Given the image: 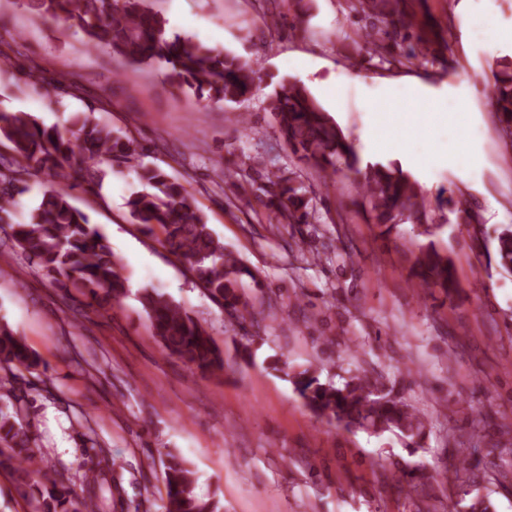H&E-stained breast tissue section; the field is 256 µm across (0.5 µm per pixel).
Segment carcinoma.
Wrapping results in <instances>:
<instances>
[{
    "mask_svg": "<svg viewBox=\"0 0 512 512\" xmlns=\"http://www.w3.org/2000/svg\"><path fill=\"white\" fill-rule=\"evenodd\" d=\"M22 6L53 21L80 30L86 44L122 57L137 69L162 63L171 85L187 87L211 102H236L249 94L259 79L254 63L189 36L169 35L165 19L146 0H21ZM352 10L371 20L364 39L366 53L398 64L424 66L434 56L431 39L414 32L401 0H353ZM490 101L505 136L512 138V62L493 73ZM107 104L74 114L71 128L46 126L28 112L0 110V139L12 146L9 157L0 155V224L10 233L0 247L20 249L65 299H88V306L108 311L127 292L109 241L89 216L74 207L71 190L84 183L102 187L104 165L139 155L135 137L114 129L99 114ZM269 111L277 132L298 162L332 174L345 168L359 175L362 206L377 224L394 227L404 221L421 224L427 201L416 182L401 167L373 163L361 167L354 145L342 134L308 89L283 82L270 96ZM143 190L127 200L133 222L155 236L167 252L186 261L207 296L239 324L253 318L252 306L239 293L241 279L251 271L209 227L196 199L183 184L157 167L137 170ZM45 176L49 186L24 224L13 221L16 198L28 191L27 181ZM266 193L276 206L280 224H306L311 198L295 179L265 171ZM498 265L512 272V228L496 237ZM415 275L419 286H436L451 293L457 285L453 265L434 246L420 249ZM140 303L151 322L153 335L164 351L202 374L224 371V350L206 328L180 304L153 288H146ZM44 366L22 336L0 322V370L32 374ZM305 407L315 416L346 429L381 436L390 433L412 447L420 446L426 422L411 410L395 387L363 372L350 374L341 384L323 382L309 368L293 375ZM28 400L11 395V409H0V469L11 472L31 512H99L98 493L112 490L117 462L97 456L85 470L87 495L71 496L69 488L39 466L35 441L27 421ZM164 512H220L219 501L195 492L196 474L190 464L166 454Z\"/></svg>",
    "mask_w": 512,
    "mask_h": 512,
    "instance_id": "obj_1",
    "label": "carcinoma"
}]
</instances>
